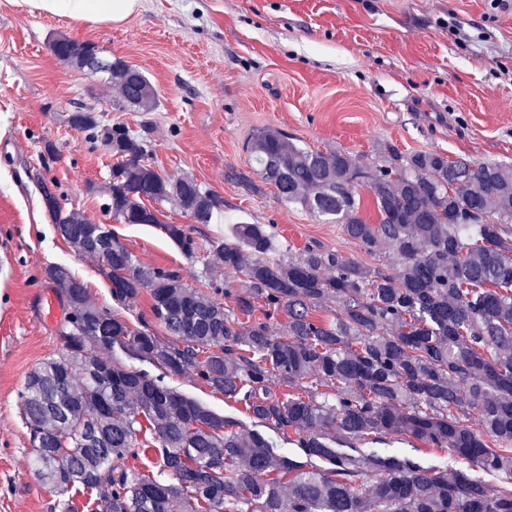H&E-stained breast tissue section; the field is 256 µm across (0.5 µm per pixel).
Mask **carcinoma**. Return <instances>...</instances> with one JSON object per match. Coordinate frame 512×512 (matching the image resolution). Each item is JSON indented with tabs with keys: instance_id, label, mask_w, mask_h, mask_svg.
I'll return each instance as SVG.
<instances>
[{
	"instance_id": "cac0c4a2",
	"label": "carcinoma",
	"mask_w": 512,
	"mask_h": 512,
	"mask_svg": "<svg viewBox=\"0 0 512 512\" xmlns=\"http://www.w3.org/2000/svg\"><path fill=\"white\" fill-rule=\"evenodd\" d=\"M55 45L83 68L80 43L61 37ZM107 74L123 105L153 111L157 93L139 68L117 58ZM73 127L117 159L101 189L112 217L155 224L195 256L185 225L163 223L148 203L174 201L193 223L209 224L223 211L221 197L191 176L162 177L146 162L140 131L102 126L90 114ZM387 153L386 164L362 167L278 129L254 134L252 164L284 201L335 220L369 253L381 247L394 260L385 272L317 246L277 260L269 256L273 233L237 224L234 240L216 237L208 251L242 276L240 313L262 304L265 319L254 322L224 308L218 296L227 289L216 281L205 292L175 271L141 265L106 225L62 212L43 187L58 234L100 262L115 298L150 291L154 320L172 339L148 325L131 328L91 302L64 267L48 268L68 313L59 327L63 350L33 367L20 394L39 445L37 474L61 495L76 486L104 491L99 512H512V167ZM359 184L368 186L376 223L363 214ZM326 300L339 313L313 318ZM278 313L287 321L276 326ZM116 347L171 373L193 369L244 401L255 419L294 433L330 470H307L259 433L230 430L233 421L112 357ZM274 377L300 392L274 393ZM147 431L161 452L162 479L123 465L145 448ZM390 433L446 448L472 467L428 470L410 457L342 448ZM363 475L374 478L365 492Z\"/></svg>"
}]
</instances>
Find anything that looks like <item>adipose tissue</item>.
Returning a JSON list of instances; mask_svg holds the SVG:
<instances>
[{
	"mask_svg": "<svg viewBox=\"0 0 512 512\" xmlns=\"http://www.w3.org/2000/svg\"><path fill=\"white\" fill-rule=\"evenodd\" d=\"M28 13L48 14L75 23L119 25L137 13L142 0H5Z\"/></svg>",
	"mask_w": 512,
	"mask_h": 512,
	"instance_id": "1",
	"label": "adipose tissue"
}]
</instances>
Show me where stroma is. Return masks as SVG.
I'll return each mask as SVG.
<instances>
[{"instance_id":"1","label":"stroma","mask_w":512,"mask_h":512,"mask_svg":"<svg viewBox=\"0 0 512 512\" xmlns=\"http://www.w3.org/2000/svg\"><path fill=\"white\" fill-rule=\"evenodd\" d=\"M59 35L139 67L157 92L155 109L118 108L106 74L58 60L50 44ZM76 110L104 125L148 127L149 162L159 174L194 176L223 199L213 223L190 226L196 257L159 227L121 224L103 210L89 187L109 181L115 158L67 124ZM265 127L314 150H343L362 166L389 146L512 164V0H143L118 26L0 6V512H64L68 500L77 512L95 510L89 492L60 496L29 466L20 394L28 372L60 351L65 315L47 268L65 267L92 302L132 327L153 321L149 293L116 300L99 262L58 235L43 188L63 211L110 225L141 264L177 271L198 289L208 278L220 282L230 290L229 309L240 279L204 258L209 241L228 236L233 224L273 231L280 259L310 245L391 268L341 225L288 204L262 181L246 145ZM163 377L232 419L235 431L259 432L275 453L326 469L295 434L254 419L243 401L211 389L194 370ZM373 448L427 467L467 466L406 436H382Z\"/></svg>"}]
</instances>
